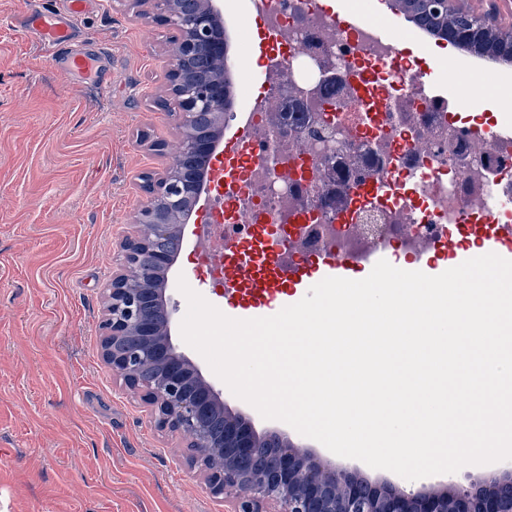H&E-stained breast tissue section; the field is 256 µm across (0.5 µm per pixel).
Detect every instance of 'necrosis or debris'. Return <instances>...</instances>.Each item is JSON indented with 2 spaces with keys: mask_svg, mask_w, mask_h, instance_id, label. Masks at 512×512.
I'll list each match as a JSON object with an SVG mask.
<instances>
[{
  "mask_svg": "<svg viewBox=\"0 0 512 512\" xmlns=\"http://www.w3.org/2000/svg\"><path fill=\"white\" fill-rule=\"evenodd\" d=\"M259 12L288 60L271 63L265 93L246 99L253 153L234 201L213 199L209 233L244 238L252 225L293 220V258L336 249L360 260L370 243L408 250L489 217L512 222V138L476 144L474 125L405 73L359 83V63L397 51L371 25L348 38L316 0H261ZM323 74L324 93L314 88ZM374 178L413 185L409 203L348 208L346 187Z\"/></svg>",
  "mask_w": 512,
  "mask_h": 512,
  "instance_id": "1",
  "label": "necrosis or debris"
}]
</instances>
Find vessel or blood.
Returning a JSON list of instances; mask_svg holds the SVG:
<instances>
[{
    "instance_id": "obj_1",
    "label": "vessel or blood",
    "mask_w": 512,
    "mask_h": 512,
    "mask_svg": "<svg viewBox=\"0 0 512 512\" xmlns=\"http://www.w3.org/2000/svg\"><path fill=\"white\" fill-rule=\"evenodd\" d=\"M39 20L43 37L67 52L71 71L87 70L90 66L88 58L69 50L68 29L50 15H40ZM237 118L236 132L224 138V192L228 195L234 194L245 179V161L252 146L248 112H238ZM362 191L370 196L401 200L409 195L410 187L401 181L376 179L366 183ZM296 230L293 224L285 230L274 224H264L254 228L249 240L238 242L219 237L204 240L203 246L216 252L218 261L223 262L226 291L250 302L274 296L287 287L301 289L307 283H316L326 277L344 278L354 273V263L333 250L324 251L321 266L314 269L288 259L285 253L287 235ZM487 253L512 259V224L493 220L470 224L460 238H449L442 245L426 238L421 240L416 251L422 261L421 271L437 274L445 267L453 268Z\"/></svg>"
}]
</instances>
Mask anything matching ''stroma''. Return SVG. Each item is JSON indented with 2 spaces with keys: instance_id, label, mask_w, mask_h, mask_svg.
<instances>
[{
  "instance_id": "1",
  "label": "stroma",
  "mask_w": 512,
  "mask_h": 512,
  "mask_svg": "<svg viewBox=\"0 0 512 512\" xmlns=\"http://www.w3.org/2000/svg\"><path fill=\"white\" fill-rule=\"evenodd\" d=\"M52 9L93 62L71 73L27 19ZM230 54L259 53L248 0H223ZM171 31L124 0H0V512H229L188 464L182 435L157 427L140 391L103 363V291L146 200L138 174L179 146L159 99ZM461 118L502 119L512 72ZM165 141V155L153 144ZM200 287L192 243L169 274L176 319Z\"/></svg>"
}]
</instances>
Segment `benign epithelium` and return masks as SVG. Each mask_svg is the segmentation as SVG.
Listing matches in <instances>:
<instances>
[{"instance_id": "benign-epithelium-1", "label": "benign epithelium", "mask_w": 512, "mask_h": 512, "mask_svg": "<svg viewBox=\"0 0 512 512\" xmlns=\"http://www.w3.org/2000/svg\"><path fill=\"white\" fill-rule=\"evenodd\" d=\"M512 0H479L471 13L479 28L448 34L454 44L478 45L512 26ZM137 17L175 32L164 74L161 105L179 119V152L152 176L142 175L149 198L136 216V233L122 246V259L104 289L99 325L103 362L133 389L144 391L157 426L177 432L194 449L189 465L205 476L210 493L236 496L233 512H512V466L494 469V490L477 500L436 490L411 492L391 481L369 485L357 473L338 470L278 429L258 432L245 413L224 410V402L171 336L174 310L165 288L137 282L176 264L194 208L210 194L205 167L220 149V135L194 132L197 123L224 111V76H209L201 52L225 61L221 0H126Z\"/></svg>"}]
</instances>
